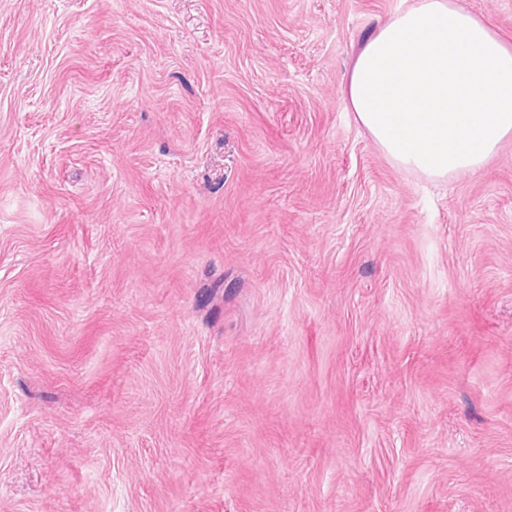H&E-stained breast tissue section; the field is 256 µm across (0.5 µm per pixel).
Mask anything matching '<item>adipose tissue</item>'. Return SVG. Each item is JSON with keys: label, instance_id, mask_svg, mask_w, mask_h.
<instances>
[{"label": "adipose tissue", "instance_id": "adipose-tissue-1", "mask_svg": "<svg viewBox=\"0 0 512 512\" xmlns=\"http://www.w3.org/2000/svg\"><path fill=\"white\" fill-rule=\"evenodd\" d=\"M343 102L395 166L478 172L512 137V43L456 0H411L363 42Z\"/></svg>", "mask_w": 512, "mask_h": 512}]
</instances>
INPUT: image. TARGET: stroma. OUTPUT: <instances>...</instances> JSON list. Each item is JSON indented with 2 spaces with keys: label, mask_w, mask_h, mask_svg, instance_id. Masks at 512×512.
Listing matches in <instances>:
<instances>
[{
  "label": "stroma",
  "mask_w": 512,
  "mask_h": 512,
  "mask_svg": "<svg viewBox=\"0 0 512 512\" xmlns=\"http://www.w3.org/2000/svg\"><path fill=\"white\" fill-rule=\"evenodd\" d=\"M401 0H0V512H512V138L343 105Z\"/></svg>",
  "instance_id": "35a3bbf8"
}]
</instances>
